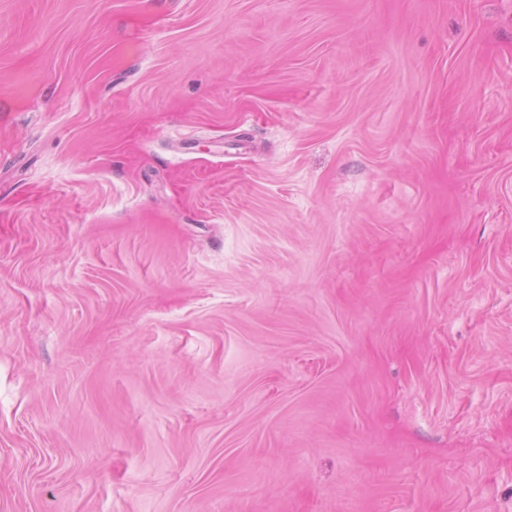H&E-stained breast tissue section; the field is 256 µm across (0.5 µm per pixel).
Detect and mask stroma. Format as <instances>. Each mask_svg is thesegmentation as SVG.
Segmentation results:
<instances>
[{"instance_id":"35a3bbf8","label":"stroma","mask_w":512,"mask_h":512,"mask_svg":"<svg viewBox=\"0 0 512 512\" xmlns=\"http://www.w3.org/2000/svg\"><path fill=\"white\" fill-rule=\"evenodd\" d=\"M0 512H512V0H0Z\"/></svg>"}]
</instances>
